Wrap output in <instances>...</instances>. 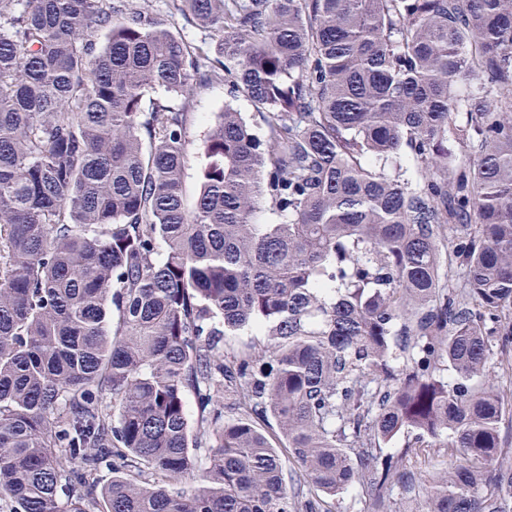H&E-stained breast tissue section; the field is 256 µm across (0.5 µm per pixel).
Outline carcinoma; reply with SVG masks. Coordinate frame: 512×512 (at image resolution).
<instances>
[{"label":"carcinoma","instance_id":"obj_1","mask_svg":"<svg viewBox=\"0 0 512 512\" xmlns=\"http://www.w3.org/2000/svg\"><path fill=\"white\" fill-rule=\"evenodd\" d=\"M166 8L0 0V501L512 512V0ZM226 104L231 105L238 112H242V115L258 136L263 133L260 116L247 98L241 95L236 98L232 97L227 86L222 82H214L197 89L187 106L190 160L185 172V191L188 203L193 202L198 190L197 174L204 160L202 155L204 133L207 132L218 113L224 111ZM366 499V491L356 485L336 501V512H364Z\"/></svg>","mask_w":512,"mask_h":512}]
</instances>
